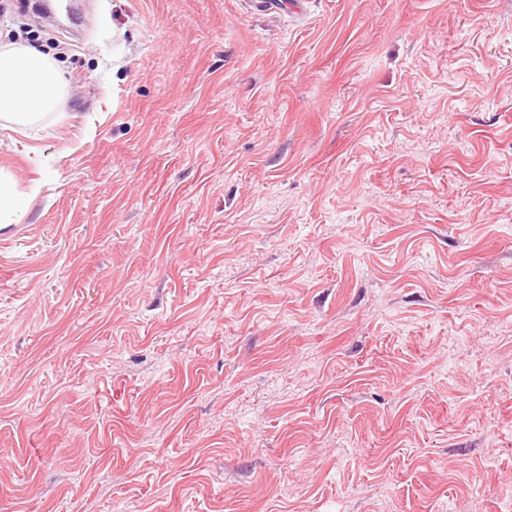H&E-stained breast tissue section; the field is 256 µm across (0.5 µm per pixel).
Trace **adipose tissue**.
Listing matches in <instances>:
<instances>
[{
  "instance_id": "1",
  "label": "adipose tissue",
  "mask_w": 512,
  "mask_h": 512,
  "mask_svg": "<svg viewBox=\"0 0 512 512\" xmlns=\"http://www.w3.org/2000/svg\"><path fill=\"white\" fill-rule=\"evenodd\" d=\"M66 90L46 55L24 46L0 48V119L31 122L52 111Z\"/></svg>"
}]
</instances>
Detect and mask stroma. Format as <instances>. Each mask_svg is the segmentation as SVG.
Listing matches in <instances>:
<instances>
[{"label":"stroma","instance_id":"obj_1","mask_svg":"<svg viewBox=\"0 0 512 512\" xmlns=\"http://www.w3.org/2000/svg\"><path fill=\"white\" fill-rule=\"evenodd\" d=\"M0 0V512H512V0ZM62 72L46 55L24 46L0 48V119L31 122L64 95ZM19 205L12 183L0 175V224H11L10 219Z\"/></svg>","mask_w":512,"mask_h":512}]
</instances>
